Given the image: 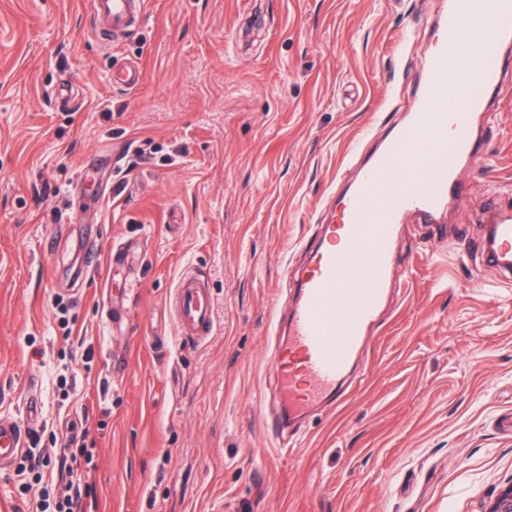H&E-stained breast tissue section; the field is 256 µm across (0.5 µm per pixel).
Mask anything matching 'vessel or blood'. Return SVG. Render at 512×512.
Wrapping results in <instances>:
<instances>
[{"label":"vessel or blood","mask_w":512,"mask_h":512,"mask_svg":"<svg viewBox=\"0 0 512 512\" xmlns=\"http://www.w3.org/2000/svg\"><path fill=\"white\" fill-rule=\"evenodd\" d=\"M92 26L120 41L137 31L144 0H88ZM438 47L420 86L418 102L396 127L381 152L363 164L347 197L340 226L323 230L301 277L288 282V343L278 350L274 373L289 417L307 407L339 403L342 384L379 317L391 291L399 258L393 247L397 226L407 213L435 223L448 202L464 193L461 170L480 158L473 120L485 111L505 73L512 49V0H447L435 22ZM482 45L478 57L466 46ZM460 87L448 99V72ZM112 87L132 90L141 80L135 63L110 68ZM343 247H335L336 236ZM488 258L512 265V216L488 227ZM176 324L185 341L198 342L213 327V299L200 276L183 273L175 290ZM36 400L24 418L0 414V469L7 468L38 429Z\"/></svg>","instance_id":"vessel-or-blood-1"}]
</instances>
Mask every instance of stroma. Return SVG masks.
<instances>
[{"label":"stroma","instance_id":"1","mask_svg":"<svg viewBox=\"0 0 512 512\" xmlns=\"http://www.w3.org/2000/svg\"><path fill=\"white\" fill-rule=\"evenodd\" d=\"M443 6L145 0L112 46L86 0H0V412L37 394L52 457L88 431L85 512H486L512 484V274L482 260L493 208L512 210V71L475 120L485 154L464 197L441 225L403 218L408 263L344 402L294 434L265 426L286 276L415 107ZM118 57L143 74L133 90L107 83ZM146 140L152 158L132 163ZM105 149L117 171L81 169ZM57 222L69 233L50 249ZM89 236L124 266L74 278ZM189 270L214 298L198 343L171 309Z\"/></svg>","mask_w":512,"mask_h":512}]
</instances>
